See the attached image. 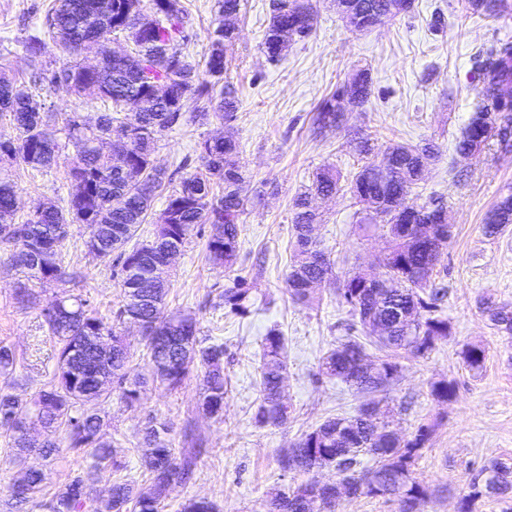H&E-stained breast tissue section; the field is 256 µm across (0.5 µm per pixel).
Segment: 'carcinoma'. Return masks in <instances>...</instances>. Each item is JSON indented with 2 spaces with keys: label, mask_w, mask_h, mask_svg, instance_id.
<instances>
[{
  "label": "carcinoma",
  "mask_w": 512,
  "mask_h": 512,
  "mask_svg": "<svg viewBox=\"0 0 512 512\" xmlns=\"http://www.w3.org/2000/svg\"><path fill=\"white\" fill-rule=\"evenodd\" d=\"M349 15L347 25L359 32L410 12L414 0H343ZM220 22L211 37V46L200 75L185 59L182 46L193 33L184 21L181 0H51L41 34L34 35L23 48L33 58L40 57L47 41L63 46L73 55L78 49L97 46L96 66L74 63L51 75L38 69L30 83L40 86L63 84L75 94H86L111 103V109L98 113L94 122L77 114L56 127L54 109L14 79L0 73V117L9 119L13 135H0V163H19L32 169H49L61 149L58 133L63 132L75 148L69 169L71 182L84 184L83 197L73 196L67 208L39 202L27 218L15 222L17 187L0 177V248L10 252L15 263L31 279L57 282L65 272L59 262L44 259L45 251L58 256L69 236L70 227L83 224L89 229L85 241L87 254L104 265H120L123 304L109 323L90 308L87 301L62 294L56 298L57 315L45 319L56 340L55 369L50 381L34 396L0 392V429L9 433L18 454L32 451L24 431L43 430L45 439L39 454L50 459L60 450L57 433L65 429L67 448L89 460L87 471L68 477L49 497H42L44 473L31 469L25 483L8 487L5 506L19 510L32 502L43 512H85L90 501V476L101 470L125 469L109 445L103 442L105 420L92 403L109 398L117 385L121 398L132 404L140 400L148 381L170 390L180 388L190 370H202L199 408L208 417H224V344L198 336L197 321L185 314L166 311L169 279L155 273L168 252L182 249L197 228L208 224V259L215 265L232 267L239 254L241 217L247 205H257L268 193L267 183L252 189V197L242 195L245 170L240 144L230 133L212 142L198 144L203 171L181 178L166 195L162 213L165 223L155 225L151 239L127 248L140 225L152 214L153 204L171 184L166 170L153 163L155 145L163 132L178 125L186 108L193 107L198 117L218 116L229 126L237 119L238 98L227 84V50L235 40L242 0H217ZM471 10L493 17L512 12L509 0H468ZM153 13V26L140 35H131L130 20L143 8ZM315 14L310 0H270V21L262 51L276 59L294 40H304L314 31ZM123 35L135 52L121 58L112 54L111 35ZM471 78L477 82L478 101L461 135L456 139V154L466 157L497 142L512 152V103L490 95L492 87L512 86V37L499 38L473 58ZM372 85L368 75L357 73L346 86L320 102L313 117L319 127L339 126L349 108L361 107L370 100ZM130 129L127 148L105 154L102 143L115 127ZM438 147L396 145L383 159L366 162L346 175L333 168L316 173L306 191L293 202V261L286 278V293L295 303L312 305L317 301L318 285L333 277L332 264L320 245H312L308 227L317 215L311 199L324 193L334 195L347 190L355 203L364 206L361 222L385 228L387 248L380 261V275L395 284L394 296L377 306L372 289L363 284L357 272L339 280L338 295L367 336H350L321 359L319 374L339 378L361 392L384 390L397 376L398 364L392 354L400 350L423 355L436 340L448 336V319L438 308L448 290L431 283L442 260L448 235L445 209L434 201L409 202L415 186L422 180L428 164L438 158ZM409 224H431L434 234L418 237L408 232ZM512 224V186L487 213L483 229L489 236L500 234ZM252 282L238 276L224 289L222 304L233 313H245ZM482 311L498 330L512 334V308L485 299ZM137 316L143 329L141 340L146 350L149 377L128 381L125 373L132 357L120 325ZM384 322L392 327L382 335L370 324ZM382 355L373 362L375 372L360 375L368 358L366 345ZM464 362L472 370L482 368L485 350L472 345L463 351ZM286 373L285 339L275 328L262 339L257 385L260 400L254 419L261 427L288 425L290 410L283 401ZM433 397L448 402L456 393L455 384L445 379L431 386ZM359 407L350 417H333L302 434L280 458L285 471H310L330 468L332 482L308 480L287 492H277L269 500L267 512H304L310 496L325 501L324 512H335L343 497L394 496L400 512H417L425 490L411 478V467L425 447L428 428L420 426L408 437L393 436L385 423L386 413L372 422ZM169 427L155 421L146 428L139 447L141 461L149 474V484L138 487L128 478L112 481L109 495L96 500L94 512H163L171 488L187 483L193 476L201 444L176 450L167 439ZM374 465L360 469L361 457ZM512 500V463L493 460L485 465L472 483V491L461 499L460 512H473L482 496ZM180 512H219L207 498H191Z\"/></svg>",
  "instance_id": "carcinoma-1"
}]
</instances>
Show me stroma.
<instances>
[{"mask_svg": "<svg viewBox=\"0 0 512 512\" xmlns=\"http://www.w3.org/2000/svg\"><path fill=\"white\" fill-rule=\"evenodd\" d=\"M48 2L0 0V68L18 82H28L33 71L49 72L71 61L53 45L36 59L21 47L41 30ZM182 3L193 33L183 53L201 71L217 25L216 0ZM312 5V35L290 45L281 60L272 63L260 47L270 19L269 0H244L238 35L227 52L228 77L240 100L229 129L240 144L250 182H268L272 191L243 216L232 269L213 265L206 255V235L195 233L172 270L168 311L193 316L201 335L224 344L228 392L223 421L199 411L201 373L196 369L182 389L171 391L154 383L134 404H126L115 392L100 405L106 438L137 485H147L149 479L136 445L152 419L167 422L173 447H184L188 428L205 441L192 480L171 491L165 512H178L192 497L213 500L221 512H266L274 490L285 491L310 479H333L328 468L281 471L279 458L303 433L328 418L356 414L364 402V395L345 382L318 373L320 357L349 336L354 318L335 284L320 288L319 301L312 306L292 303L284 288L292 253L294 197L324 167L356 169L363 137L371 140L370 158L375 162L400 144L432 142L441 149L418 188V199L443 200L448 210L452 237L435 282L448 290L440 313L451 331L423 356L400 354L396 379L379 394L392 410L393 427L402 434L415 433L423 425L430 430L411 473L427 491L419 512H459L460 500L480 469L494 459L512 458V336L498 331L480 308L487 297L512 307V226L492 237L483 231L487 212L512 186V153H501L493 143L466 158L454 152L455 139L476 100L468 76L471 58L494 39L512 36V15L478 18L470 13L467 0H414L412 12L359 33L341 20L335 0H312ZM439 11L448 19L440 31L432 26ZM362 70L371 78V99L349 110L341 127L315 130L313 115L321 100ZM224 129L213 116L185 119L162 134L154 157L167 172L188 175L200 165L198 142ZM74 155L69 145L51 169L9 166L18 188V217H26L40 201L66 207ZM314 206L322 215L316 235L336 276L356 268L379 272L384 232L378 226L366 236L359 232L351 196L318 198ZM87 237L84 225L72 226L61 252L65 276L60 282L28 279L10 255L0 251V345L9 346L18 361L13 374L0 375V391L31 396L50 378L54 347L43 311L57 295L87 300L107 319L121 305L117 269L86 254ZM238 274L248 276L256 290L246 313L235 315L220 306L219 295ZM272 328L285 338L284 394L292 407L291 420L281 429L263 428L254 420L261 341ZM469 345L486 350L480 370H470L464 362L462 351ZM443 379L454 382L456 395L440 403L430 390ZM26 467L43 469L44 490L51 493L84 464L66 451L51 460L35 454L18 459L0 430V488Z\"/></svg>", "mask_w": 512, "mask_h": 512, "instance_id": "stroma-1", "label": "stroma"}]
</instances>
